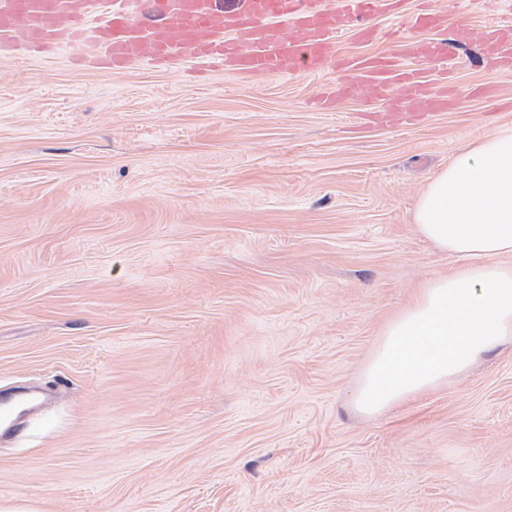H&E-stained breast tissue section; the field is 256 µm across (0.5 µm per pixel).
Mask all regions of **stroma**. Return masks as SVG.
Segmentation results:
<instances>
[{"label":"stroma","instance_id":"1","mask_svg":"<svg viewBox=\"0 0 512 512\" xmlns=\"http://www.w3.org/2000/svg\"><path fill=\"white\" fill-rule=\"evenodd\" d=\"M0 54V388L55 401L0 444L35 512H512V341L382 413L386 324L455 257L417 200L512 125L453 46L455 106L367 124L335 73L199 80ZM492 83L497 93L477 96Z\"/></svg>","mask_w":512,"mask_h":512}]
</instances>
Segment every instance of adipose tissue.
Here are the masks:
<instances>
[{
    "mask_svg": "<svg viewBox=\"0 0 512 512\" xmlns=\"http://www.w3.org/2000/svg\"><path fill=\"white\" fill-rule=\"evenodd\" d=\"M421 236L460 260L386 325L355 403L376 414L448 381L512 340V126L463 145L420 195Z\"/></svg>",
    "mask_w": 512,
    "mask_h": 512,
    "instance_id": "adipose-tissue-1",
    "label": "adipose tissue"
}]
</instances>
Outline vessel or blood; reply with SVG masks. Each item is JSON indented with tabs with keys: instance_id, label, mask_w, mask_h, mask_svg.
I'll return each instance as SVG.
<instances>
[{
	"instance_id": "1",
	"label": "vessel or blood",
	"mask_w": 512,
	"mask_h": 512,
	"mask_svg": "<svg viewBox=\"0 0 512 512\" xmlns=\"http://www.w3.org/2000/svg\"><path fill=\"white\" fill-rule=\"evenodd\" d=\"M396 2L244 0V8L227 11L221 0H0V52L19 39L36 51L77 46L82 58L114 69L196 62L242 78L336 71L339 79L317 97L320 109L372 92L389 106L369 119L400 126L454 104L447 82L432 84L418 68L425 60L446 68L452 42H478L484 66L512 73V0H499L497 16L479 25L452 27L449 43L410 41L409 33L446 21L436 9L399 11ZM379 17L389 23L386 32L372 24ZM348 27L363 40L385 35L388 53L338 56ZM22 403L20 395H0L1 433L21 428Z\"/></svg>"
}]
</instances>
